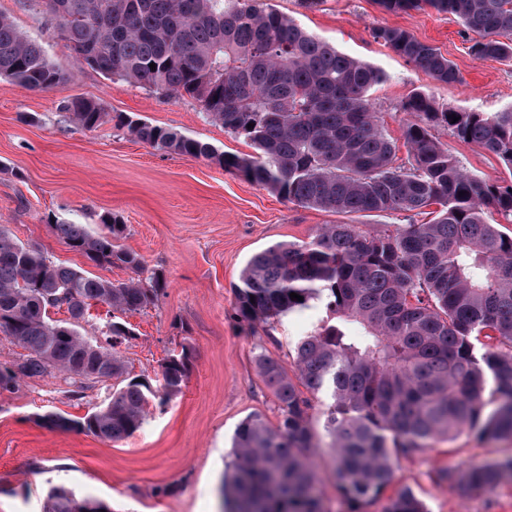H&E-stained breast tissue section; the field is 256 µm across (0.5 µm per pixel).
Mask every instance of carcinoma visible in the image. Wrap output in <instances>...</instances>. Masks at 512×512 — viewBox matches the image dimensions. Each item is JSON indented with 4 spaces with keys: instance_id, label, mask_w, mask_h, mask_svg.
I'll return each mask as SVG.
<instances>
[{
    "instance_id": "carcinoma-1",
    "label": "carcinoma",
    "mask_w": 512,
    "mask_h": 512,
    "mask_svg": "<svg viewBox=\"0 0 512 512\" xmlns=\"http://www.w3.org/2000/svg\"><path fill=\"white\" fill-rule=\"evenodd\" d=\"M66 29L80 64L157 93L188 96L224 131L249 140L256 155L239 157L131 115L115 126L154 149L205 158L243 175L290 203L342 215L431 214L372 234L356 224H325L308 241L279 243L255 255L234 288L238 318L268 324L321 307L326 320L294 349L295 377L274 359L258 361L274 395L279 425L247 418L234 437L235 463L222 486L224 512H322L308 451L328 438L339 488L352 512L378 500L394 463L436 440L467 433L512 440V230L486 221L492 208L512 224V183L482 180L448 154L431 130L443 126L512 169V108L467 112L438 108L423 93L403 105L409 160L368 96L386 74L339 52L294 19L256 0H33ZM389 12L430 8L456 16L476 34V60H512V0H377ZM374 38L432 80L460 82L438 49L400 27ZM155 68H150V64ZM0 77L33 92L62 87L66 75L0 14ZM66 109L87 129L100 125L102 104L72 98ZM459 117L452 122V116ZM433 211H428V208ZM103 230L56 223L53 232L95 267L124 266L134 276L112 283L83 268L57 264L35 244L0 226V334L25 350L0 365V394L53 371L84 388L116 380L104 407L72 420L43 415L108 441L132 436L149 402L164 405L188 377L189 354L161 365L163 383L126 376L116 346L134 337L115 319L104 341L84 338L90 306L122 314L156 304L164 282L142 277L141 258L118 241L115 216ZM303 297L297 301L290 293ZM66 308L70 320L53 321ZM326 400L323 432L312 425V401ZM512 478V457L442 471L463 495ZM49 512H110L96 499L63 488L49 492ZM383 512H426L412 490L388 497Z\"/></svg>"
}]
</instances>
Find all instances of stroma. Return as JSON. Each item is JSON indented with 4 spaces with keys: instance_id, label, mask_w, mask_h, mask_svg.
<instances>
[{
    "instance_id": "stroma-1",
    "label": "stroma",
    "mask_w": 512,
    "mask_h": 512,
    "mask_svg": "<svg viewBox=\"0 0 512 512\" xmlns=\"http://www.w3.org/2000/svg\"><path fill=\"white\" fill-rule=\"evenodd\" d=\"M292 16L301 26L355 59L386 73L369 98L389 135L403 149V103L421 92L442 109L500 112L512 106V62L477 60L455 16L431 9L393 13L376 0H325L317 10L300 0H258ZM10 17L48 58L68 73L63 87L30 92L0 78V224L23 243L38 245L52 261L87 267L51 230L61 221L101 229L118 215L126 231L122 248L138 254L166 286L155 306L125 314L136 337L121 345L130 376L160 384L170 354L190 352L189 377L166 406L151 405L142 427L111 442L74 429H48L40 415L81 418L107 403L108 382L74 390L63 374L28 379L0 395V512H45L54 487L76 498L107 503L112 512H220V488L235 460L232 438L246 417L277 426V402L258 374L257 359L277 360L294 373L293 348L320 326L317 308L273 325H250L234 310L233 290L247 262L270 245L309 240L340 215L301 207L224 170L210 160L166 153L115 127L116 113L134 114L209 143L227 154L253 155L245 139L212 122L198 102L158 94L76 66L53 23L33 0H0ZM400 27L434 46L456 66L461 83L446 85L425 75L373 33ZM102 103L108 117L87 129L63 108L65 100ZM433 136L472 174L491 182L512 181V169L474 144L438 126ZM512 454V441L472 436L433 442L399 458L392 490L411 488L429 512H512V481L493 492L463 496L437 477L442 468ZM323 512H351L333 473L327 449H311Z\"/></svg>"
}]
</instances>
